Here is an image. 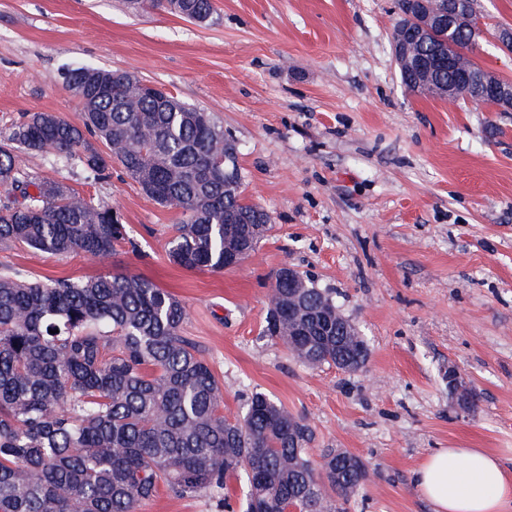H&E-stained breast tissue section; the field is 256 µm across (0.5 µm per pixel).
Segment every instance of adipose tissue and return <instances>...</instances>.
I'll return each instance as SVG.
<instances>
[{
    "label": "adipose tissue",
    "instance_id": "1",
    "mask_svg": "<svg viewBox=\"0 0 512 512\" xmlns=\"http://www.w3.org/2000/svg\"><path fill=\"white\" fill-rule=\"evenodd\" d=\"M436 512H512V473L476 448H442L414 472Z\"/></svg>",
    "mask_w": 512,
    "mask_h": 512
}]
</instances>
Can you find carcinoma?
Masks as SVG:
<instances>
[{
  "mask_svg": "<svg viewBox=\"0 0 512 512\" xmlns=\"http://www.w3.org/2000/svg\"><path fill=\"white\" fill-rule=\"evenodd\" d=\"M139 9L166 5L207 24L211 0H138ZM479 35L437 30L413 45L418 54L472 53ZM410 90L432 93L418 75L397 64ZM65 83L88 82L84 117L75 125L33 112L0 140V245L25 244L48 254L83 253L105 259L126 241L114 208L94 203L68 184L36 179L20 154L76 158L88 180L105 178L118 163L132 178L155 184L150 199L181 210L168 256L186 269L224 270L231 230L251 238L255 252L270 224L253 232V204L242 177L229 186L224 173L193 174L214 164L224 128L212 113L152 88L131 89L125 74L90 66L68 67ZM136 139L128 155L121 143ZM299 303L314 310L307 340L280 307L288 278L267 295L262 336L297 352L303 363L344 369V334L336 331L331 292L305 278ZM186 306L168 291L135 275L28 281L0 277V512H137L160 491L193 499L208 495L232 509L230 478L246 485L245 512H336L327 489L345 502L361 481L353 472L336 480V458L324 455L318 474L308 456L312 430L267 394L248 396L243 415L222 413L220 382L195 345L181 335Z\"/></svg>",
  "mask_w": 512,
  "mask_h": 512,
  "instance_id": "carcinoma-1",
  "label": "carcinoma"
}]
</instances>
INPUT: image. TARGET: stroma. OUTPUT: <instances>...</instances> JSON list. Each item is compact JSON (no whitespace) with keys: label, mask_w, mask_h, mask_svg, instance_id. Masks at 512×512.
Instances as JSON below:
<instances>
[{"label":"stroma","mask_w":512,"mask_h":512,"mask_svg":"<svg viewBox=\"0 0 512 512\" xmlns=\"http://www.w3.org/2000/svg\"><path fill=\"white\" fill-rule=\"evenodd\" d=\"M213 25L128 12L124 0H0V137L26 112L78 124L60 71L119 70L212 112L238 148L244 196L272 229L241 265L187 270L167 244L179 209L120 167L87 180L79 161L22 155L33 177L115 207L131 244L109 259L0 249V275L127 273L182 300V333L239 417L255 391L313 430L309 456H356L367 478L345 512H435L413 472L439 448H480L512 471V112L421 95L391 46L397 0H213ZM488 72L512 80V0H476ZM291 266L365 337L366 367H309L262 338L267 292ZM456 367L478 405L448 390Z\"/></svg>","instance_id":"obj_1"}]
</instances>
